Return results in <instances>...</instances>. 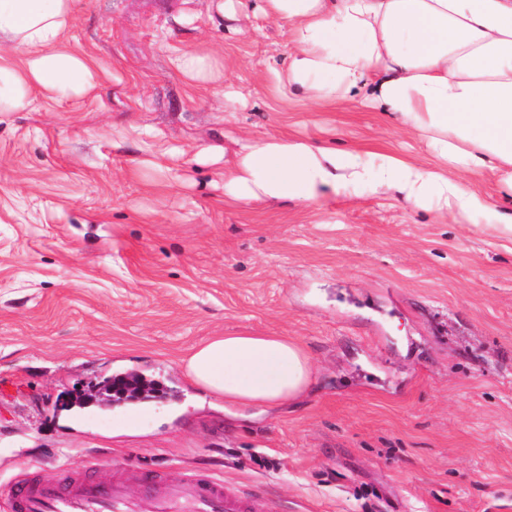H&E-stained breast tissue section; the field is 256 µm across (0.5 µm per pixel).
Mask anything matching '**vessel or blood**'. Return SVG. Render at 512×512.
<instances>
[{"instance_id": "obj_1", "label": "vessel or blood", "mask_w": 512, "mask_h": 512, "mask_svg": "<svg viewBox=\"0 0 512 512\" xmlns=\"http://www.w3.org/2000/svg\"><path fill=\"white\" fill-rule=\"evenodd\" d=\"M154 512H256L210 474L199 473L174 482L157 473L142 479ZM12 512H136L130 485L122 476H99L87 469L68 471L53 480L26 474L10 489Z\"/></svg>"}]
</instances>
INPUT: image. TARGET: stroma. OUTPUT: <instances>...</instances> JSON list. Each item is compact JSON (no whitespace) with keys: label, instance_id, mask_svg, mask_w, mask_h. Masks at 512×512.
<instances>
[{"label":"stroma","instance_id":"1","mask_svg":"<svg viewBox=\"0 0 512 512\" xmlns=\"http://www.w3.org/2000/svg\"><path fill=\"white\" fill-rule=\"evenodd\" d=\"M214 3L78 0L94 94L0 112V512L22 468L93 461L134 487L204 469L263 512H512V237L393 192L225 205L236 136L433 155L352 100L269 109L287 28ZM188 48L243 103L189 91ZM224 334L298 341L310 389L233 417L181 368ZM117 374L155 391L58 409ZM172 64L190 89L224 85V97L235 96L231 85L225 82L224 59L214 52L204 49L184 50L174 56Z\"/></svg>","mask_w":512,"mask_h":512}]
</instances>
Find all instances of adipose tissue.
Instances as JSON below:
<instances>
[{
    "instance_id": "adipose-tissue-1",
    "label": "adipose tissue",
    "mask_w": 512,
    "mask_h": 512,
    "mask_svg": "<svg viewBox=\"0 0 512 512\" xmlns=\"http://www.w3.org/2000/svg\"><path fill=\"white\" fill-rule=\"evenodd\" d=\"M76 0H0V112L26 109L35 94L83 96L99 66L65 37ZM295 47L268 69L269 104L358 100L429 143L420 164L385 148L336 150L263 135L238 140L224 165V203L248 207L293 200L325 209L355 186L393 191L413 207L457 223L481 215L512 236V209L475 187L492 173L512 197V0H260ZM189 88L224 86V60L204 49L172 60ZM189 380L241 409L291 401L312 381L306 350L285 336L227 334L184 361Z\"/></svg>"
}]
</instances>
